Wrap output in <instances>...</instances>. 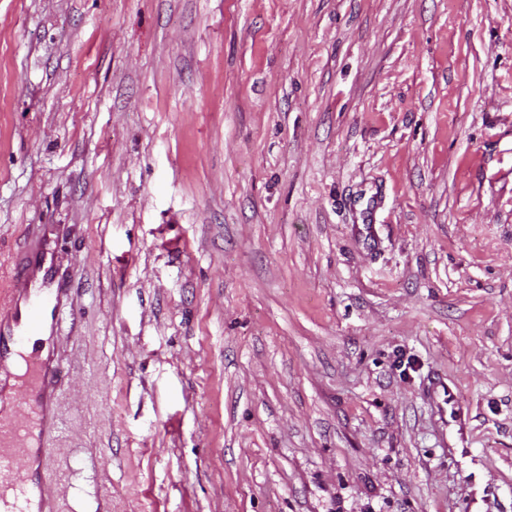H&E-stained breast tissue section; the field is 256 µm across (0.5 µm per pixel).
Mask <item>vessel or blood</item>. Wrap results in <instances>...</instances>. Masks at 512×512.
Here are the masks:
<instances>
[{
  "instance_id": "vessel-or-blood-1",
  "label": "vessel or blood",
  "mask_w": 512,
  "mask_h": 512,
  "mask_svg": "<svg viewBox=\"0 0 512 512\" xmlns=\"http://www.w3.org/2000/svg\"><path fill=\"white\" fill-rule=\"evenodd\" d=\"M11 287L0 289V512H55L43 476L64 425L58 411L65 367L54 339L71 299L52 248L36 237L18 250ZM449 429L467 416L447 385L430 396Z\"/></svg>"
}]
</instances>
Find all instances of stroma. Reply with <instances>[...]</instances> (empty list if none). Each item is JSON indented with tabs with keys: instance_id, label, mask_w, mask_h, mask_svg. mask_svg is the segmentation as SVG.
I'll use <instances>...</instances> for the list:
<instances>
[{
	"instance_id": "obj_1",
	"label": "stroma",
	"mask_w": 512,
	"mask_h": 512,
	"mask_svg": "<svg viewBox=\"0 0 512 512\" xmlns=\"http://www.w3.org/2000/svg\"><path fill=\"white\" fill-rule=\"evenodd\" d=\"M33 231L58 512H512V0H0ZM439 398H442L441 402L438 401ZM430 400L444 415L448 414V420H445L448 430L456 429L462 435L466 428L467 416L455 391L450 386L441 384L439 390L434 389Z\"/></svg>"
}]
</instances>
